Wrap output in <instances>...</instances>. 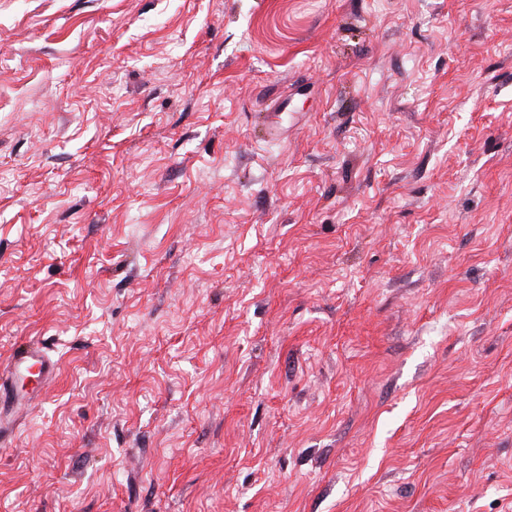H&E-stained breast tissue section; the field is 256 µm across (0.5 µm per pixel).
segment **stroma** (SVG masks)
<instances>
[{
  "label": "stroma",
  "mask_w": 512,
  "mask_h": 512,
  "mask_svg": "<svg viewBox=\"0 0 512 512\" xmlns=\"http://www.w3.org/2000/svg\"><path fill=\"white\" fill-rule=\"evenodd\" d=\"M0 512H512V0H0ZM58 370L57 363L43 351L38 342L22 343L12 351L2 368L0 377L1 435L4 428L3 407L21 409L40 389L56 380ZM30 375L36 376L34 387L28 391L19 390L18 381Z\"/></svg>",
  "instance_id": "obj_1"
}]
</instances>
